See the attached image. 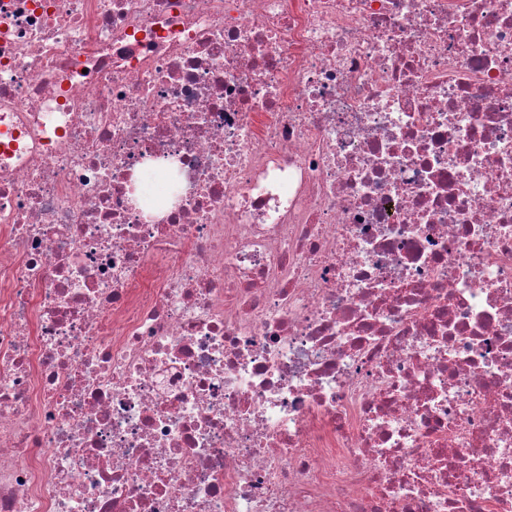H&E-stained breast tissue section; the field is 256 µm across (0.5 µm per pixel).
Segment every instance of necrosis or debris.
Wrapping results in <instances>:
<instances>
[{"instance_id":"1","label":"necrosis or debris","mask_w":512,"mask_h":512,"mask_svg":"<svg viewBox=\"0 0 512 512\" xmlns=\"http://www.w3.org/2000/svg\"><path fill=\"white\" fill-rule=\"evenodd\" d=\"M0 512H512V0H0Z\"/></svg>"}]
</instances>
